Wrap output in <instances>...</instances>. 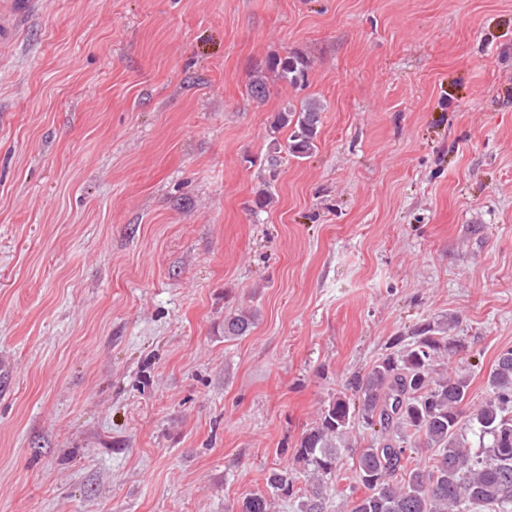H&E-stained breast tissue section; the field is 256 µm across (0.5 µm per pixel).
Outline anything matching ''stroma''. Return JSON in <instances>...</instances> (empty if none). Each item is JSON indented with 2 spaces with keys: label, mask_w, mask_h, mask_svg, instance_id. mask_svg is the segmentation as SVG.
<instances>
[{
  "label": "stroma",
  "mask_w": 512,
  "mask_h": 512,
  "mask_svg": "<svg viewBox=\"0 0 512 512\" xmlns=\"http://www.w3.org/2000/svg\"><path fill=\"white\" fill-rule=\"evenodd\" d=\"M289 52L307 83L253 98ZM308 98L315 152L281 130L269 169ZM425 320L484 401L512 0H38L0 45V512H297L269 470L304 491L302 433ZM320 108L314 101L302 103L299 112L285 110L279 112L275 129L291 128L289 136L290 154L297 159L309 157L317 148ZM253 324L252 315L241 311L240 314L224 319V336L231 338L248 335ZM266 484L270 488L272 496L277 497H292L294 492V477L292 473L288 472V469H277L270 470Z\"/></svg>",
  "instance_id": "obj_1"
}]
</instances>
